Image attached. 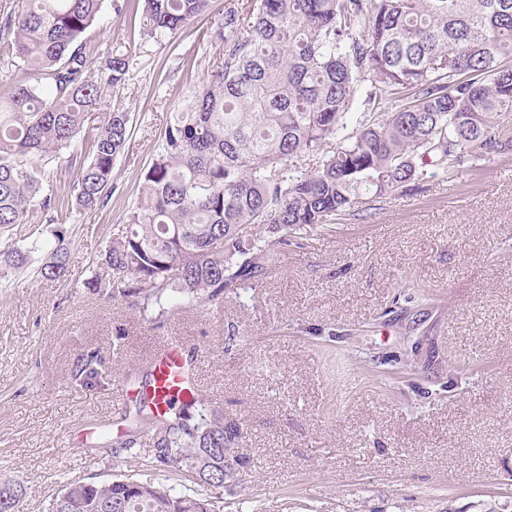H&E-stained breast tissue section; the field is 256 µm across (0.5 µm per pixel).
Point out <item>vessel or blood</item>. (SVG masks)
Listing matches in <instances>:
<instances>
[{"mask_svg":"<svg viewBox=\"0 0 512 512\" xmlns=\"http://www.w3.org/2000/svg\"><path fill=\"white\" fill-rule=\"evenodd\" d=\"M185 359V344L179 339L163 340L153 353L146 394L158 409L184 399L188 384Z\"/></svg>","mask_w":512,"mask_h":512,"instance_id":"vessel-or-blood-1","label":"vessel or blood"}]
</instances>
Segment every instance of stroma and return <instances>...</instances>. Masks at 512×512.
Instances as JSON below:
<instances>
[{
	"label": "stroma",
	"mask_w": 512,
	"mask_h": 512,
	"mask_svg": "<svg viewBox=\"0 0 512 512\" xmlns=\"http://www.w3.org/2000/svg\"><path fill=\"white\" fill-rule=\"evenodd\" d=\"M126 3L118 14L105 0L85 34L137 59L100 106L130 118L112 195L95 212L69 207L91 122L46 173L66 276H37L42 251L0 288V478L25 486L22 512H46L71 479L163 476L96 444L168 337L199 350V393L242 433L224 457V512H512V153L417 193L361 197L290 245L260 286L145 322L85 282L167 121L222 55L209 33L225 0L159 44L140 36L139 0ZM88 352L100 357L93 387L72 377Z\"/></svg>",
	"instance_id": "stroma-1"
}]
</instances>
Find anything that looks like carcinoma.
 Masks as SVG:
<instances>
[{
	"label": "carcinoma",
	"instance_id": "cac0c4a2",
	"mask_svg": "<svg viewBox=\"0 0 512 512\" xmlns=\"http://www.w3.org/2000/svg\"><path fill=\"white\" fill-rule=\"evenodd\" d=\"M104 0L0 3V59L31 77L0 92V228L33 214L55 223L56 195L40 179L71 145L104 89L117 92L136 56L90 48ZM209 0H143L142 35L161 43L204 14ZM222 45L201 89L167 123L140 193L101 253L108 277L92 291L147 321L224 291L257 287L279 252L353 208L363 195L450 179L512 152V0H227L210 33ZM129 117L102 113L73 182L78 212L105 206ZM316 160L301 169L302 158ZM50 250L40 275H66L61 231L3 253L20 269ZM93 354L76 376L98 378ZM104 449H145L150 466L182 472L205 493L164 479H71L47 512H224V454L240 445L224 407L193 395L154 413L149 399L122 417ZM24 487L0 481V512H20Z\"/></svg>",
	"mask_w": 512,
	"mask_h": 512
}]
</instances>
